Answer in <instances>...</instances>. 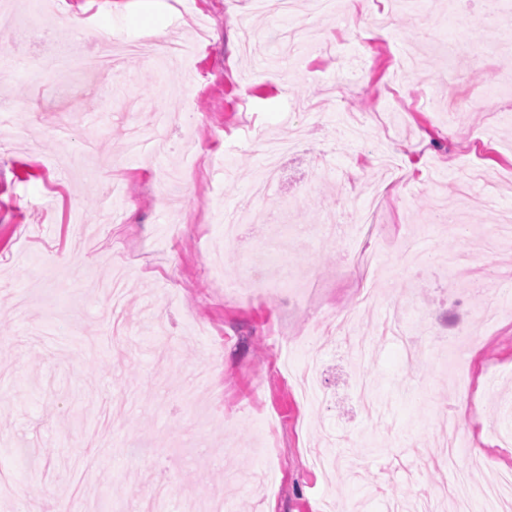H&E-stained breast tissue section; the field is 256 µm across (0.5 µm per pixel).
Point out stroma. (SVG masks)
Here are the masks:
<instances>
[{
  "label": "stroma",
  "mask_w": 512,
  "mask_h": 512,
  "mask_svg": "<svg viewBox=\"0 0 512 512\" xmlns=\"http://www.w3.org/2000/svg\"><path fill=\"white\" fill-rule=\"evenodd\" d=\"M54 2L0 0V49L23 57L0 76L21 110L0 137V473L13 484L0 512L30 498L140 512L156 495L169 512L212 495L227 512H418L452 479L420 451L465 392L459 467L478 489L512 472V248L487 246L512 214V0L496 14L484 0H377L350 19L310 0L290 17L252 0ZM62 10L208 38L180 65L125 55L86 83L99 43L73 35L61 53L35 37ZM341 75L335 100L323 85ZM134 122L148 135L131 156ZM381 183L375 298L359 306L357 214ZM230 211L253 216L233 243ZM406 238L431 259L416 276ZM457 250L484 291L448 276ZM214 256L240 297L217 294ZM352 305L372 350L351 359L319 332L323 394L306 399L272 330L298 340L318 310ZM465 332L476 360L456 352Z\"/></svg>",
  "instance_id": "stroma-1"
}]
</instances>
